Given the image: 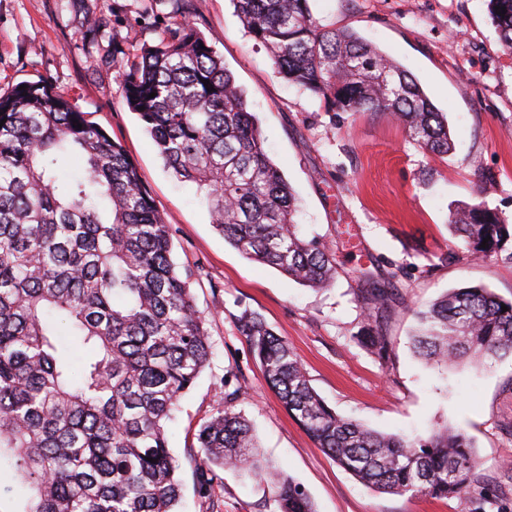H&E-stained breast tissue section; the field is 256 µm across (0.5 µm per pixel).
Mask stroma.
Returning <instances> with one entry per match:
<instances>
[{"mask_svg": "<svg viewBox=\"0 0 512 512\" xmlns=\"http://www.w3.org/2000/svg\"><path fill=\"white\" fill-rule=\"evenodd\" d=\"M195 27L223 56L259 121L272 162L298 199L296 222L336 255V283L302 286L247 259L214 229L204 191L164 165L126 103L128 56L173 26L171 0H0V93L49 81L120 142L163 213L179 266L206 319L213 357L167 427L180 464V512H211L194 488L185 451L189 425L237 404L260 453L279 462L316 512H512V356L476 368L426 366L411 351L415 311L451 288L484 286L512 299V240L473 259L448 227L463 204H486L512 225V51L498 42L488 0H312L322 24L355 32L408 70L448 116L454 147L436 155L386 112L325 111L289 84L255 43L232 0H184ZM369 268L393 296L377 323L389 338L378 359L356 340L365 324L354 271ZM260 314L299 357L311 386L337 413L405 436L459 426L471 437L482 478L466 496L381 493L336 465L266 384L237 328ZM224 512H275L272 491L224 470Z\"/></svg>", "mask_w": 512, "mask_h": 512, "instance_id": "stroma-1", "label": "stroma"}]
</instances>
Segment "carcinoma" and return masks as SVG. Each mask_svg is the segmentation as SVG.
<instances>
[{
  "label": "carcinoma",
  "mask_w": 512,
  "mask_h": 512,
  "mask_svg": "<svg viewBox=\"0 0 512 512\" xmlns=\"http://www.w3.org/2000/svg\"><path fill=\"white\" fill-rule=\"evenodd\" d=\"M235 4L278 73L327 111L388 112L424 150L452 149L447 115L412 74L355 33L320 24L310 0ZM489 6L511 51L512 0ZM23 86L0 94V459L24 489L20 512H178L183 483L167 425L211 358L205 317L123 146L67 94L41 80ZM124 92L168 169L204 190L225 242L300 285L334 284V254L300 237L297 198L242 90L186 15L157 45L141 47ZM451 227L475 258L498 254L512 237L507 220L482 203L458 208ZM356 273L369 284L361 302L371 318L392 293L369 269ZM415 322L414 353L427 364L512 355V300L485 287L453 289L417 310ZM237 323L288 413L365 485L459 498L478 482L464 430L408 438L367 428L320 398L292 348L257 313L246 310ZM357 340L381 359L388 352L377 330ZM239 397L238 388L226 393L187 446L198 496L217 506L220 471L235 469L274 484L278 512H316L299 484L260 457L235 409Z\"/></svg>",
  "instance_id": "cac0c4a2"
}]
</instances>
